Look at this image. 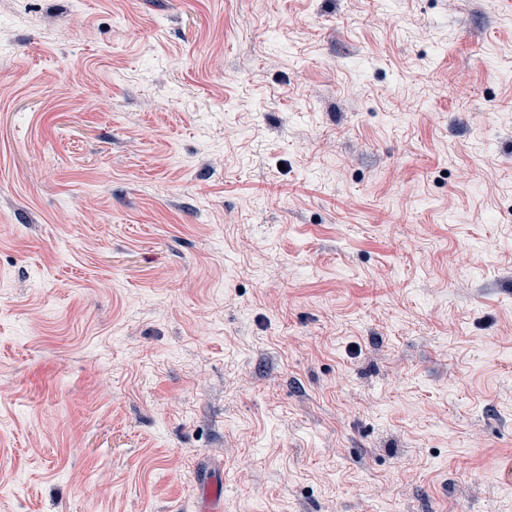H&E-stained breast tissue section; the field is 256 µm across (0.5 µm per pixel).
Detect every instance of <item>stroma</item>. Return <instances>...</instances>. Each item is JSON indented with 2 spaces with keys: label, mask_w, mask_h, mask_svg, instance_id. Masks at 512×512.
<instances>
[{
  "label": "stroma",
  "mask_w": 512,
  "mask_h": 512,
  "mask_svg": "<svg viewBox=\"0 0 512 512\" xmlns=\"http://www.w3.org/2000/svg\"><path fill=\"white\" fill-rule=\"evenodd\" d=\"M512 512V0H0V512Z\"/></svg>",
  "instance_id": "35a3bbf8"
}]
</instances>
